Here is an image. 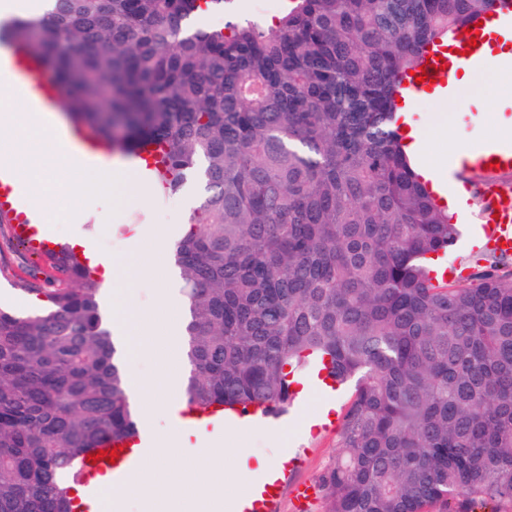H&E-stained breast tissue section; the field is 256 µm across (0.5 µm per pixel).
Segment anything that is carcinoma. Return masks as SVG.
Listing matches in <instances>:
<instances>
[{
    "mask_svg": "<svg viewBox=\"0 0 512 512\" xmlns=\"http://www.w3.org/2000/svg\"><path fill=\"white\" fill-rule=\"evenodd\" d=\"M498 0H290L268 25L197 26L231 0H48L13 35L65 108L131 156L154 146L166 195L201 188L170 246L186 302L182 393L198 411L285 412L290 374L329 359L353 388L328 512L512 507L509 257L433 281L457 225L396 127L426 48ZM0 309V512H75L74 473L138 419L99 283L60 248Z\"/></svg>",
    "mask_w": 512,
    "mask_h": 512,
    "instance_id": "carcinoma-1",
    "label": "carcinoma"
}]
</instances>
